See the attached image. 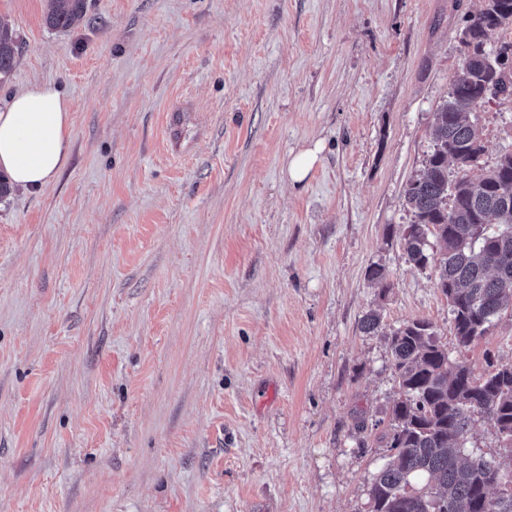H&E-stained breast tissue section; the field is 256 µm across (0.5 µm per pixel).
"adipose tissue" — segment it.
Returning <instances> with one entry per match:
<instances>
[{"label": "adipose tissue", "mask_w": 512, "mask_h": 512, "mask_svg": "<svg viewBox=\"0 0 512 512\" xmlns=\"http://www.w3.org/2000/svg\"><path fill=\"white\" fill-rule=\"evenodd\" d=\"M69 105L53 85L33 83L0 107V171L24 191L49 185L68 160Z\"/></svg>", "instance_id": "ef3b65f1"}]
</instances>
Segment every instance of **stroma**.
Here are the masks:
<instances>
[{"label":"stroma","instance_id":"stroma-1","mask_svg":"<svg viewBox=\"0 0 512 512\" xmlns=\"http://www.w3.org/2000/svg\"><path fill=\"white\" fill-rule=\"evenodd\" d=\"M86 4L53 30L46 0H0V107L49 83L72 115L55 180L0 199V512H369L400 391L363 316L512 363V313L459 346L402 241L480 0ZM471 119L492 168L512 99ZM466 451L512 471L483 419ZM19 51L18 36L8 24L0 23V77L13 69ZM320 152L319 144L300 150L288 159L287 174L291 182L301 183L313 169Z\"/></svg>","mask_w":512,"mask_h":512}]
</instances>
